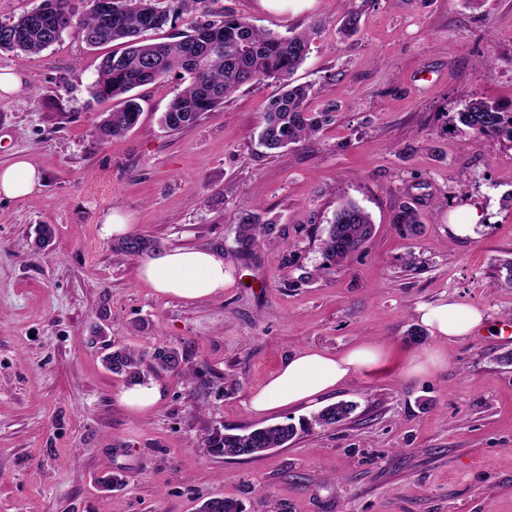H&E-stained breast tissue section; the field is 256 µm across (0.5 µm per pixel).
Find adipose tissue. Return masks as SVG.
Returning a JSON list of instances; mask_svg holds the SVG:
<instances>
[{"mask_svg":"<svg viewBox=\"0 0 512 512\" xmlns=\"http://www.w3.org/2000/svg\"><path fill=\"white\" fill-rule=\"evenodd\" d=\"M45 176L30 159L17 157L0 168V195L23 198L41 187ZM139 279L157 292L196 301L221 294L232 283L222 253L192 247H168L139 256ZM420 321L437 339L459 340L470 336L485 319L475 307L447 299L417 310ZM380 349L370 343L341 354L317 350L294 352L253 392L247 405L254 412H273L328 398L353 374L376 366Z\"/></svg>","mask_w":512,"mask_h":512,"instance_id":"obj_1","label":"adipose tissue"}]
</instances>
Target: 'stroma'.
<instances>
[{
    "mask_svg": "<svg viewBox=\"0 0 512 512\" xmlns=\"http://www.w3.org/2000/svg\"><path fill=\"white\" fill-rule=\"evenodd\" d=\"M279 35L319 24L294 83L316 84L311 111H336L311 140L270 152L259 121L274 81L245 86L191 128L160 117L178 75L138 88V125L98 142L109 103L91 86L105 48L73 32L37 55L0 53L21 81L0 97V167L27 156L45 174L34 193L0 196V512H197L223 496L242 512H512V142L452 126L466 99L512 105V0H367L359 32H338L336 0H213ZM276 226L274 245L240 257L243 201ZM356 202L374 235L335 275L314 277L339 205ZM474 204L483 222L455 237L449 217ZM422 221L411 235L402 207ZM156 247L223 252L234 283L189 302L158 293L114 259L102 216ZM50 225L48 247L36 244ZM453 299L480 309L469 337L414 336L419 306ZM152 353L182 373L150 377L157 406L132 413L125 382L98 339ZM378 367L334 401L349 420L313 428L249 460L204 454L211 428L296 423L302 403L249 410V395L289 354L340 353L363 342ZM441 347L432 373L404 370ZM124 475L118 489L101 472Z\"/></svg>",
    "mask_w": 512,
    "mask_h": 512,
    "instance_id": "stroma-1",
    "label": "stroma"
}]
</instances>
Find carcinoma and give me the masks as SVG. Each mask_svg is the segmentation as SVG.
<instances>
[{
    "mask_svg": "<svg viewBox=\"0 0 512 512\" xmlns=\"http://www.w3.org/2000/svg\"><path fill=\"white\" fill-rule=\"evenodd\" d=\"M141 2L112 0V24L107 25L97 0H88L87 9L80 16L71 0H42L34 11L8 23L0 22V30L9 27L17 32L13 40L0 38V51L39 54L68 30L90 46L118 43L120 49L104 57L93 88V95L99 99L120 100L94 127V134L102 141L122 136L138 123L141 112L137 98L131 95L133 90L177 71L187 74L189 82L160 118L171 132L192 127L202 114L218 109L241 87L267 80L281 85V92L270 100L260 120V142L268 150H279L315 136L335 111L333 107L317 113L308 111L313 85L291 82V75L306 59L319 26L294 29L282 36L232 13H223L220 20L209 19L207 4L211 0H149L147 8L140 7ZM190 2L198 5L202 19L194 21L189 32L166 42L139 39L142 33L161 29L178 19ZM341 11L340 33L348 38L358 32L360 10L351 2ZM457 119L477 136L496 134L512 142V111H505L496 102L472 98L457 112ZM397 223L411 234L421 227L418 212L409 206L400 211ZM275 230V224L262 219L260 206L245 203L235 236L238 252L248 255L256 247L272 242ZM373 232V222L363 208L353 202L342 205L321 239L323 263L315 275L336 272L363 250ZM149 248V240L131 237L119 242L113 252L125 260ZM103 363L129 387L145 384L151 375L181 371L179 353L169 347L155 348L147 360L131 346L111 343ZM354 410V404L340 401L297 426L278 423L243 434L213 428L203 437V448L212 457L257 458L270 449L288 446L300 430L314 425H339L350 419ZM199 512H241V508L235 501L221 497L206 500Z\"/></svg>",
    "mask_w": 512,
    "mask_h": 512,
    "instance_id": "carcinoma-1",
    "label": "carcinoma"
}]
</instances>
